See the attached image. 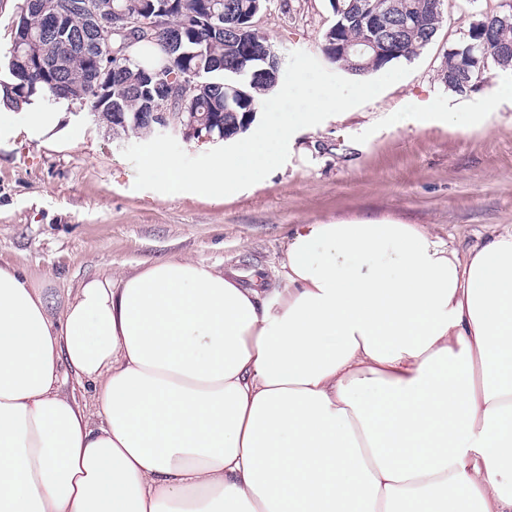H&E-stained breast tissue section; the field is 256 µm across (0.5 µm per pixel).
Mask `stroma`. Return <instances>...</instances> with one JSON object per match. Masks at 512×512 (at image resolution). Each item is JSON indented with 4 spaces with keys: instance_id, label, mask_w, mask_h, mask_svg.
Returning <instances> with one entry per match:
<instances>
[{
    "instance_id": "35a3bbf8",
    "label": "stroma",
    "mask_w": 512,
    "mask_h": 512,
    "mask_svg": "<svg viewBox=\"0 0 512 512\" xmlns=\"http://www.w3.org/2000/svg\"><path fill=\"white\" fill-rule=\"evenodd\" d=\"M506 0H449L432 44L412 74L372 101L297 131L284 165L225 197L161 194L134 187L135 169L116 136L88 109L69 105L58 135L21 131L18 113L0 122V264L25 270L64 299L82 280L188 257L237 272L243 283L273 278L297 224L363 219L427 224L465 249L512 224V102L485 106L512 78L489 68L470 92L448 90L438 71L449 45L476 14ZM330 0H266L257 29L288 56L327 62ZM457 120H449V113Z\"/></svg>"
}]
</instances>
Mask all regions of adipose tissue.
Masks as SVG:
<instances>
[{
    "instance_id": "obj_1",
    "label": "adipose tissue",
    "mask_w": 512,
    "mask_h": 512,
    "mask_svg": "<svg viewBox=\"0 0 512 512\" xmlns=\"http://www.w3.org/2000/svg\"><path fill=\"white\" fill-rule=\"evenodd\" d=\"M0 512H512V224H298L270 288L0 265Z\"/></svg>"
}]
</instances>
